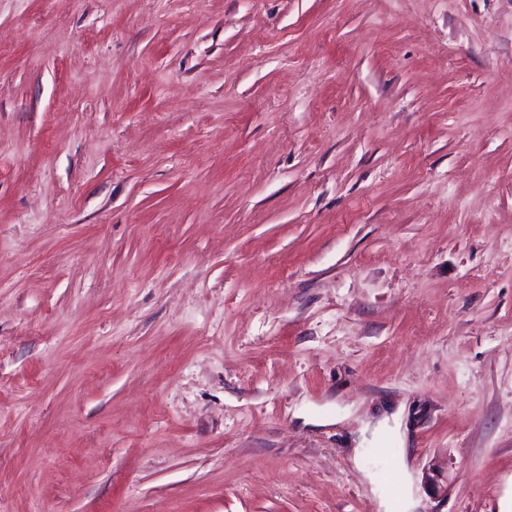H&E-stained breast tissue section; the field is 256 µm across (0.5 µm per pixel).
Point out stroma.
<instances>
[{"instance_id":"stroma-1","label":"stroma","mask_w":512,"mask_h":512,"mask_svg":"<svg viewBox=\"0 0 512 512\" xmlns=\"http://www.w3.org/2000/svg\"><path fill=\"white\" fill-rule=\"evenodd\" d=\"M512 512V0H0V512Z\"/></svg>"}]
</instances>
